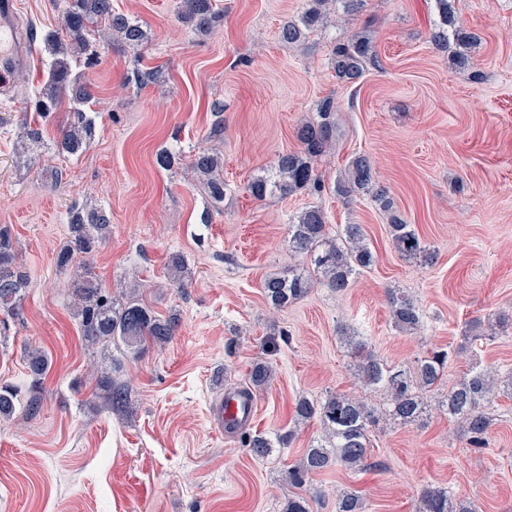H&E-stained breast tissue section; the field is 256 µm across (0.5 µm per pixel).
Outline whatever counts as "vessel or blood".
<instances>
[{
  "label": "vessel or blood",
  "mask_w": 512,
  "mask_h": 512,
  "mask_svg": "<svg viewBox=\"0 0 512 512\" xmlns=\"http://www.w3.org/2000/svg\"><path fill=\"white\" fill-rule=\"evenodd\" d=\"M18 0H0V100L13 95L12 75L27 67L33 57V45L19 26ZM256 412L254 397L228 394L211 408L214 426L221 431L248 427Z\"/></svg>",
  "instance_id": "b4317fda"
}]
</instances>
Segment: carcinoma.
<instances>
[{
  "instance_id": "obj_1",
  "label": "carcinoma",
  "mask_w": 512,
  "mask_h": 512,
  "mask_svg": "<svg viewBox=\"0 0 512 512\" xmlns=\"http://www.w3.org/2000/svg\"><path fill=\"white\" fill-rule=\"evenodd\" d=\"M363 2L307 0V7L298 19L287 21L280 27L279 38L289 45L300 44L309 33L323 25L328 14L338 9L347 14L357 13ZM454 3L455 0H434L437 19L432 39L442 49L454 44L452 61L465 67L470 62L471 49L478 45V37L465 29ZM177 14L182 23L201 36L210 34L220 20L214 0H178ZM95 31L102 34L107 46H140L147 40L143 26L115 12L112 0H65L58 26L44 38L48 73L43 88L31 100L40 121L24 123L20 135L18 158L23 164L30 165L37 157L35 150L48 146L62 156L79 157L94 140L96 125L84 109L93 96L92 88L74 70L73 60L84 54L88 65L97 63L99 54L89 50L88 39ZM376 59L373 37L367 30L356 33L347 41L334 43L331 50V64L336 76L347 83L359 80ZM66 100L72 103L70 122L49 144L41 120L48 119ZM336 138V106L334 100L327 97L320 102L315 116L296 129L300 150L278 155L270 170L251 180L248 192L260 201L278 193L323 192L325 183L315 172L314 162L336 144ZM190 168L211 203L215 206L223 203L222 156L200 149L193 155ZM334 191L343 198L368 195L384 210L393 208L387 190L376 182L371 160L364 155L350 161L344 174L334 183ZM67 224L70 235L57 256V266L62 270L72 266L76 258L98 252L112 230L109 215L97 205L70 208ZM389 232L401 255L417 259L422 264L433 263L434 255L420 241L415 230L395 214L391 217ZM288 251L296 259L294 266L286 274L266 277L262 283L265 299L276 311L305 297L316 285L341 293L350 287L356 271L369 268L375 262L362 225L346 224L342 235L332 236L323 210L316 206L301 210L289 220ZM168 268L177 287H188L191 270L182 255L171 256ZM29 284L28 275L16 265L15 241L9 228L0 227V315L17 317L21 314ZM70 286L74 298L73 317L78 322L82 340L92 349L109 355L115 349L126 356L136 357L146 345L162 347L174 336L178 318L157 316L140 298L135 282L116 297L102 287L90 268L85 267L74 275ZM390 306L391 319L397 330L412 332L419 328L420 309L412 298L393 291ZM510 335L512 313L500 312L487 325L478 319L471 321L463 339L469 343ZM341 339L350 352L356 378L367 387L385 389L389 394L388 406L379 411L345 393L329 394L320 399L299 398L295 403V422L317 420L324 435L306 449L289 471L291 479L298 485L334 464L354 471L363 469L369 448L368 433L379 422L412 425L421 421L427 413L424 394L435 387L450 358L447 351H433L416 359L415 365L404 367L375 355L363 337L347 328L341 329ZM25 360L32 381L40 382L48 368L47 356L40 349L28 348ZM273 375V366L268 362L253 363L247 390L257 392L267 388ZM97 388L112 409L129 411L130 387L126 382L105 374L97 380ZM501 393L512 396V371L501 376L495 370L477 366L441 396L438 407L448 418L461 424L472 447L482 448L491 426L486 409ZM17 405L15 390L7 385L0 386V418L12 416ZM292 437L291 430L272 436L261 433L249 437L247 447L255 457L266 458L274 449L288 447ZM335 512H364V500L355 490L343 491L336 496ZM416 512L478 510L472 502L459 499L445 489L426 488L420 495Z\"/></svg>"
}]
</instances>
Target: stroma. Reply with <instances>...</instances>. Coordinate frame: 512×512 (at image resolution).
I'll return each instance as SVG.
<instances>
[{"mask_svg": "<svg viewBox=\"0 0 512 512\" xmlns=\"http://www.w3.org/2000/svg\"><path fill=\"white\" fill-rule=\"evenodd\" d=\"M21 3L36 53L16 99L0 102V225L10 228L32 282L20 316L0 332V385L14 387L20 405L0 419V512H281L294 496L312 512H335L337 491L349 489L365 512H416L428 486L470 499L478 512H512V397L495 400L482 448L435 406L472 362L512 369L511 336L462 344L469 321L512 311V0H455L464 27L482 39L463 68L431 39L433 0H365L359 13L329 16L324 31L298 46L278 31L306 0H217L224 15L207 36L177 20L176 0H112L149 40L100 49L97 65L84 69L97 124L90 148L72 158L49 151L30 168L18 161L17 133L46 74L42 38L64 2ZM366 26L377 63L356 83L341 82L330 41ZM136 68L163 76L142 86L129 79ZM329 96L340 135L319 174L330 185L352 157L368 156L397 212L434 253L432 264L397 252L389 216L369 196L343 199L329 189L259 201L247 192L278 153L297 149L295 128ZM219 122L223 134L211 136ZM203 148L224 156L217 209L191 178ZM163 149L176 154L168 170L155 163ZM87 202L112 215V235L91 261L99 280L113 288L137 275L145 303L179 318L164 347L121 358L117 375L132 386L126 415L93 394L87 364L106 363L84 346L71 273L57 266L67 211ZM308 206L323 209L330 233L363 225L376 262L345 292L316 287L274 313L261 284L291 264L288 221ZM176 252L193 272L184 289L167 274ZM393 290L419 306L417 331L394 327ZM343 326L403 366L451 346L459 353L438 391L426 394L421 424H380L363 470L334 466L295 487L289 466L322 435L319 422L295 423L299 397L341 392L386 403L354 377ZM28 348L51 361L38 384L26 369ZM258 359L272 363L274 377L256 394L249 431L294 433L262 460L243 433H219L209 420L212 403L246 385Z\"/></svg>", "mask_w": 512, "mask_h": 512, "instance_id": "35a3bbf8", "label": "stroma"}]
</instances>
